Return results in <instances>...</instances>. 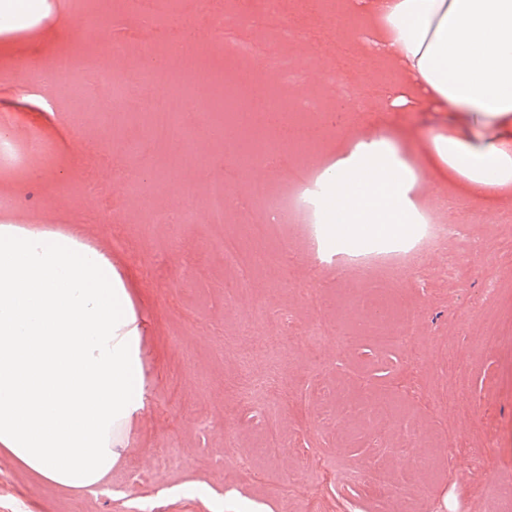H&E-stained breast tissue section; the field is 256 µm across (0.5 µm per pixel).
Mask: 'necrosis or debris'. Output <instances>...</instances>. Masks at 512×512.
I'll list each match as a JSON object with an SVG mask.
<instances>
[{
	"label": "necrosis or debris",
	"instance_id": "4bbe7bcc",
	"mask_svg": "<svg viewBox=\"0 0 512 512\" xmlns=\"http://www.w3.org/2000/svg\"><path fill=\"white\" fill-rule=\"evenodd\" d=\"M123 42H110L106 61H84L63 53L57 56L56 66L41 71L38 83L61 86L74 77H82L92 88L100 104L99 116L112 118L116 123H136L142 129L144 141L160 151L157 174L175 176L185 161L196 155V146L203 134L218 124L234 122L241 98L236 89L225 86L222 71L200 64L184 67V58H200L204 51L190 42H162L155 44L147 54L129 69L114 67L115 59L125 56ZM138 98L137 109H127L131 98ZM267 103L277 105L286 113L288 124L297 134L295 145L305 150L302 139L305 129L321 116L327 104L324 96L312 92H296L286 87L270 91ZM222 153L232 156L247 153L255 157L273 159L280 149L274 131L262 126H244L239 138L221 144ZM305 184H289L287 191L273 192L268 182L251 183L246 205L264 204L273 209V221L250 225L248 232L257 249L244 253L237 241L224 236V225L234 205L223 178L208 177L204 183V211H197L185 198L156 209L152 221L156 224H193L204 219L219 233L224 250V262L236 269L239 283H247L254 264L265 261L260 244L272 238L280 225H300L307 246H314V208L304 198ZM464 232L461 224H430L417 247L396 255H380V264H395L404 269L413 268L422 250L438 246L448 247Z\"/></svg>",
	"mask_w": 512,
	"mask_h": 512
}]
</instances>
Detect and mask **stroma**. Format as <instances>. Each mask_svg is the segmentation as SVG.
<instances>
[{"instance_id": "obj_1", "label": "stroma", "mask_w": 512, "mask_h": 512, "mask_svg": "<svg viewBox=\"0 0 512 512\" xmlns=\"http://www.w3.org/2000/svg\"><path fill=\"white\" fill-rule=\"evenodd\" d=\"M219 8V0H186L185 26L159 32L124 15L90 34L64 11L54 35L33 40L23 33L0 43V120L16 137L40 134L52 149L40 177L10 179L8 188L37 195L45 225L82 223L111 249L148 322L146 408L111 479L93 494L53 488L0 452V512H512V280L501 278L494 296L485 292L512 261L511 208L470 200L459 209L465 231L457 242L458 282L437 251L411 271L376 267L356 276L317 266L315 251L290 225L265 244L268 259L242 291L207 224L147 223L151 211L173 201L176 186L164 181L140 198L124 196L118 169L126 142L141 137L136 127L115 134L99 131L92 118L66 124L27 82L30 69L61 52L104 60L116 33L133 56L155 42L190 37L213 45L211 64L248 98L276 84L290 62L299 66L301 89L356 85L354 106L333 100L342 114L319 134L327 152L389 134L414 160L428 131L444 126L439 112L384 109L389 79L359 46L362 18L334 28L320 0H274L263 26L254 18L256 0H243L218 35L212 19ZM272 25L304 37L271 36ZM240 40L253 44L251 58L230 53ZM282 155L278 168L243 170L228 161L220 173L242 196L254 179L283 184L300 174L303 153L287 143ZM86 183L98 187L96 196H79ZM476 241L488 262L474 261ZM306 288L321 294L334 336L311 339L316 317ZM351 296L411 308L418 332L381 346L352 325ZM284 307L298 327L293 338L278 339L272 324L246 334L258 314ZM274 434L284 449L270 456ZM242 456L253 461V474L238 469ZM378 469L389 474L391 490L365 494L361 480Z\"/></svg>"}]
</instances>
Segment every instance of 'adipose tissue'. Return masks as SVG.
Wrapping results in <instances>:
<instances>
[{"instance_id": "adipose-tissue-1", "label": "adipose tissue", "mask_w": 512, "mask_h": 512, "mask_svg": "<svg viewBox=\"0 0 512 512\" xmlns=\"http://www.w3.org/2000/svg\"><path fill=\"white\" fill-rule=\"evenodd\" d=\"M365 48L400 83L388 110L443 112L430 167L456 195L512 187V0H350ZM49 0H0V35L53 32ZM422 177L388 135L325 160L311 201L322 252L408 249L425 221ZM126 275L76 232L0 222V450L42 482L109 480L146 406L142 338Z\"/></svg>"}]
</instances>
